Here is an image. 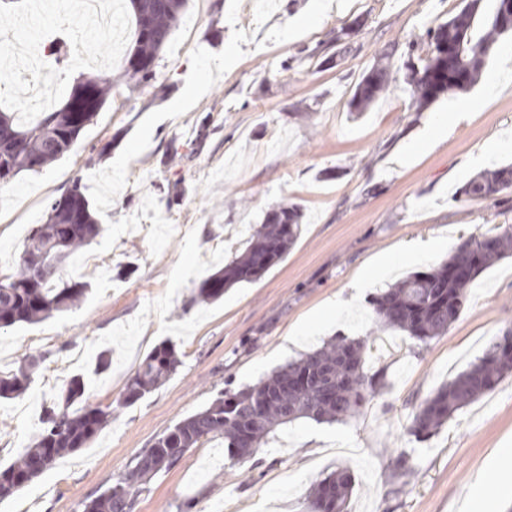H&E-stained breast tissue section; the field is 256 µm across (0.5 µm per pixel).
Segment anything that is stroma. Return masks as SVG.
Listing matches in <instances>:
<instances>
[{"label":"stroma","instance_id":"obj_1","mask_svg":"<svg viewBox=\"0 0 512 512\" xmlns=\"http://www.w3.org/2000/svg\"><path fill=\"white\" fill-rule=\"evenodd\" d=\"M329 2L262 0L247 9L244 0H188L150 80L127 81L122 60L100 71L112 94L71 150L0 184L1 275L12 273L29 228L73 185L102 228L60 271L90 285L77 308L0 329V370L30 355L42 360L24 396L0 402V463L39 434L73 375H83L91 403L113 408L85 448L0 503V512L28 500L36 512H84L159 436L219 393L254 385L328 340L365 337L374 297L441 258L399 259L392 275L358 295L349 286L356 269L410 238L444 234L453 249L484 226H512V190L479 200L462 193L482 169L512 162V39L499 42L484 68L501 80L495 96L481 81L418 112L399 82L354 119L347 102L361 73L391 44L406 46L448 20L461 0H343L339 10ZM357 18L363 25L351 52L337 66H319L311 51L336 52L337 31ZM463 99L471 104L465 112L455 107ZM442 116L446 134L413 150ZM495 137L502 146L475 164ZM288 202L304 214L288 254L220 300L194 303L199 284ZM336 296L346 311L319 316ZM508 328L512 258L467 288L445 336L423 342L390 330L368 348L364 370L384 387L358 416L296 420L241 461L223 438L201 441L140 485L131 512H301L312 486L339 467L355 478L349 512H457L476 475L503 477L486 461L512 442V373L435 433L417 437L409 427L421 404ZM292 332L297 342L285 346ZM163 341L179 352L176 372L117 407L128 378ZM104 349L112 363L100 371Z\"/></svg>","mask_w":512,"mask_h":512}]
</instances>
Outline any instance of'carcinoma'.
Returning <instances> with one entry per match:
<instances>
[{
    "label": "carcinoma",
    "mask_w": 512,
    "mask_h": 512,
    "mask_svg": "<svg viewBox=\"0 0 512 512\" xmlns=\"http://www.w3.org/2000/svg\"><path fill=\"white\" fill-rule=\"evenodd\" d=\"M187 0H131L136 19L133 44L125 72L131 79L148 80L169 37L181 20ZM512 34V0H464L448 20L426 31L427 56L414 62L418 42L408 43L403 81L422 111L444 94L472 88L482 76L486 60L498 42ZM381 54L354 86L350 112L363 114L396 82L389 58ZM96 108L111 94L106 82L89 78ZM94 113L83 125L66 124L63 109L43 114L21 126L10 112H0V182L20 171L40 169L67 153ZM512 189V164L473 177L463 188L471 199L494 198ZM303 213L295 203L284 204L255 227L248 246L224 268L203 280L195 300L215 302L224 290L261 276L288 253L301 235ZM101 232L93 208L76 184L69 194L51 203L46 222L34 227L15 260V271L0 278V328L34 324L64 313L83 301L88 284L65 282L59 269L79 247L91 244ZM512 257V232L489 229L470 235L437 268L411 273L379 294L373 309L377 329H397L420 340L443 336L458 319L467 287L494 263ZM364 340H330L322 347L289 361L232 398L217 396L160 436L136 458L128 473L85 505V512H129L136 486L167 471L178 461L175 448H192L208 437L220 436L239 459H246L275 437L279 427L301 418L338 423L353 417L363 401L374 396L378 384L365 374ZM180 364L176 346L162 342L150 351L127 381L118 406L142 399L166 382ZM39 358L27 357L0 371V399L23 395L33 382ZM512 373V329L489 344L485 353L443 384L413 416L417 433L440 429L466 405L495 389ZM112 419L111 406H92L83 376L69 379L62 400L50 411L45 427L21 456L0 465V502L9 500L42 474L39 466L83 448ZM353 478L337 469L319 480L308 498L325 496L322 512H347Z\"/></svg>",
    "instance_id": "1"
}]
</instances>
